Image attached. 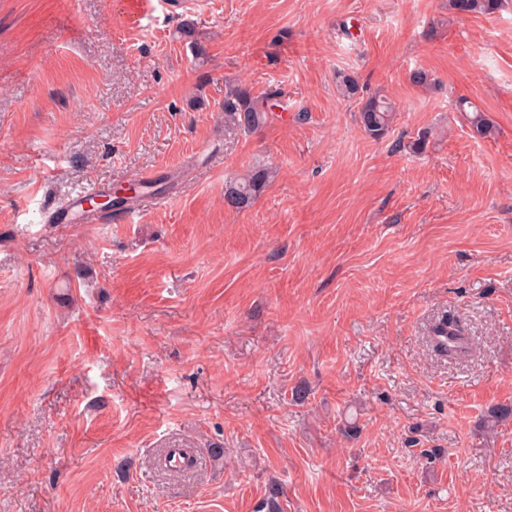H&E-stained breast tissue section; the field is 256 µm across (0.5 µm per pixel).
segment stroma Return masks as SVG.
I'll list each match as a JSON object with an SVG mask.
<instances>
[{
	"mask_svg": "<svg viewBox=\"0 0 512 512\" xmlns=\"http://www.w3.org/2000/svg\"><path fill=\"white\" fill-rule=\"evenodd\" d=\"M237 84L280 93L256 131ZM144 174L130 216L56 223ZM510 403L512 4L0 0V512H512V420L480 427ZM506 0H448V8L456 15H494L505 7ZM279 92L256 95L246 85L232 86L224 96L225 130L251 131L264 125ZM395 106L384 95L363 100L358 109L359 123L363 131L373 138H382L393 121ZM273 176L272 168L258 167L247 175L230 181L224 190L225 205L236 210L249 207ZM429 343L435 352L448 357L451 361L467 358L472 350L469 336H464L457 321L448 318L441 319L431 326Z\"/></svg>",
	"mask_w": 512,
	"mask_h": 512,
	"instance_id": "obj_1",
	"label": "stroma"
}]
</instances>
